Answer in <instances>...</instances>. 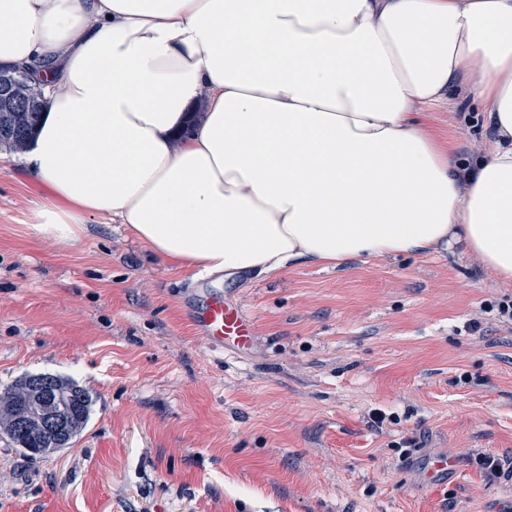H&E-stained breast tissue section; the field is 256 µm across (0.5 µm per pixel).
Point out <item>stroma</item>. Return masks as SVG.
Returning <instances> with one entry per match:
<instances>
[{
	"mask_svg": "<svg viewBox=\"0 0 512 512\" xmlns=\"http://www.w3.org/2000/svg\"><path fill=\"white\" fill-rule=\"evenodd\" d=\"M424 122L460 155L488 147L456 106ZM16 158L0 149V392L51 373L95 403L74 447L0 438V512H512V474L478 463L512 458V323L487 310L512 286L478 258L211 275L255 325L215 352L181 300L199 275L110 216L72 245L33 236L49 194Z\"/></svg>",
	"mask_w": 512,
	"mask_h": 512,
	"instance_id": "35a3bbf8",
	"label": "stroma"
}]
</instances>
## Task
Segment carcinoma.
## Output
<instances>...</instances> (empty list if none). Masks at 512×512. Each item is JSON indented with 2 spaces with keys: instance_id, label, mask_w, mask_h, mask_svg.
Returning <instances> with one entry per match:
<instances>
[{
  "instance_id": "carcinoma-1",
  "label": "carcinoma",
  "mask_w": 512,
  "mask_h": 512,
  "mask_svg": "<svg viewBox=\"0 0 512 512\" xmlns=\"http://www.w3.org/2000/svg\"><path fill=\"white\" fill-rule=\"evenodd\" d=\"M16 90L26 99L24 111L17 112L8 104H0V146L20 151L26 148L41 114L45 100L39 88L27 78H19ZM60 400L70 406L62 431H40L31 426V417L21 415L19 402L34 401L45 408L51 400ZM94 399L78 383L52 374H29L0 393V428L11 443L23 453L35 458L29 449H38V455H48L72 447L88 424Z\"/></svg>"
}]
</instances>
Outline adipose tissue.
I'll use <instances>...</instances> for the list:
<instances>
[{"label": "adipose tissue", "mask_w": 512, "mask_h": 512, "mask_svg": "<svg viewBox=\"0 0 512 512\" xmlns=\"http://www.w3.org/2000/svg\"><path fill=\"white\" fill-rule=\"evenodd\" d=\"M0 65L48 102L37 236L106 214L227 275L461 244L512 284V0H0ZM458 96L462 160L423 123Z\"/></svg>", "instance_id": "obj_1"}]
</instances>
